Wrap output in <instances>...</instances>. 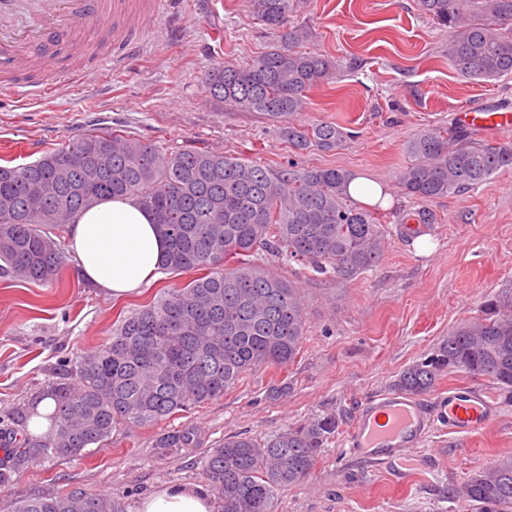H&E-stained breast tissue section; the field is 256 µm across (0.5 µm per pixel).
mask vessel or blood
Listing matches in <instances>:
<instances>
[{
    "instance_id": "obj_1",
    "label": "vessel or blood",
    "mask_w": 512,
    "mask_h": 512,
    "mask_svg": "<svg viewBox=\"0 0 512 512\" xmlns=\"http://www.w3.org/2000/svg\"><path fill=\"white\" fill-rule=\"evenodd\" d=\"M21 0H0V58L12 64H37L42 81L33 90L54 89L59 80L55 49L69 45L89 21L111 23L114 42L126 48L144 39L142 21L129 13L130 0H31L26 24H12ZM459 125L483 134L512 130V106L470 107L457 115ZM500 394L487 385L457 386L431 405L415 395L388 391L360 407L347 445L368 460L397 457L419 446L431 429L467 436L496 418Z\"/></svg>"
}]
</instances>
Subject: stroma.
<instances>
[{
	"label": "stroma",
	"mask_w": 512,
	"mask_h": 512,
	"mask_svg": "<svg viewBox=\"0 0 512 512\" xmlns=\"http://www.w3.org/2000/svg\"><path fill=\"white\" fill-rule=\"evenodd\" d=\"M168 4L149 21L140 50L111 69L92 71L81 86L62 84L44 97L0 96V163H29L109 127L167 152L195 146L276 169L339 168L382 185L390 196L382 208V260L350 280L273 263L300 288L306 328L297 358L282 369L248 372L190 420L212 445L234 433L262 441L336 415L338 429L311 474L276 491L274 512H472L452 490L468 473L512 456V399L477 433L432 432L409 468L355 459L345 438L364 403L393 390L401 370L430 356L452 329L480 317L487 300L512 287V167L427 202L406 197L399 186L412 162V137L454 126L462 109L512 102V76H458L448 60L447 31L418 0H297L285 28L309 30L302 50L330 57L341 70L310 90L306 110L293 121L331 122L348 133L337 150L298 151L259 114L233 111L207 90L214 63L245 64L277 40L250 0ZM422 208L433 222L407 238L404 227ZM193 278L161 270L119 299L81 280L70 260L48 284L0 278V422L46 385L60 359L79 360L105 343L131 309ZM280 381L287 391L267 398V388ZM181 422L174 416L158 426L121 425L103 446L21 473L0 499L80 487L136 512L162 485L205 486L202 449L166 460L154 454L160 429Z\"/></svg>",
	"instance_id": "stroma-1"
}]
</instances>
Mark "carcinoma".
I'll return each mask as SVG.
<instances>
[{
    "instance_id": "1",
    "label": "carcinoma",
    "mask_w": 512,
    "mask_h": 512,
    "mask_svg": "<svg viewBox=\"0 0 512 512\" xmlns=\"http://www.w3.org/2000/svg\"><path fill=\"white\" fill-rule=\"evenodd\" d=\"M277 45L244 66L213 64L211 96L233 110L259 112L292 148L334 151L344 132L308 127L310 89L336 64L299 50L301 29L283 30L294 0H253ZM448 29V60L465 79L512 75V0H419ZM408 151L404 194L429 201L475 188L512 167V145H488L458 127L425 130ZM354 175L337 168L273 169L199 147L163 152L111 129L91 131L23 165H0V277L49 283L66 259L61 229L111 197H135L168 243L163 269L205 271L182 288L132 310L108 342L71 368L61 362L41 391L17 406L0 431V486L44 461L73 458L109 440L121 424L146 426L188 413L224 395L258 368H284L305 332L299 288L266 268L276 259L353 279L375 266L385 247L378 213L348 203ZM483 376L512 394V287L483 316L457 326L428 358L405 368L398 389L432 391L445 373ZM54 403L43 434L29 430L37 404ZM336 417L305 421L259 442L230 435L203 456L207 485L224 512H273L275 492L306 479ZM191 422L155 436L160 457L201 448ZM453 494L475 512H512V456L473 471ZM0 512H122L111 498L73 488L9 501Z\"/></svg>"
}]
</instances>
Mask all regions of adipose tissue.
Returning <instances> with one entry per match:
<instances>
[{"label":"adipose tissue","mask_w":512,"mask_h":512,"mask_svg":"<svg viewBox=\"0 0 512 512\" xmlns=\"http://www.w3.org/2000/svg\"><path fill=\"white\" fill-rule=\"evenodd\" d=\"M80 277L116 298L154 277L166 252L152 215L131 197L106 199L77 215L68 243ZM137 512H213L202 489L169 484L144 498Z\"/></svg>","instance_id":"adipose-tissue-1"}]
</instances>
